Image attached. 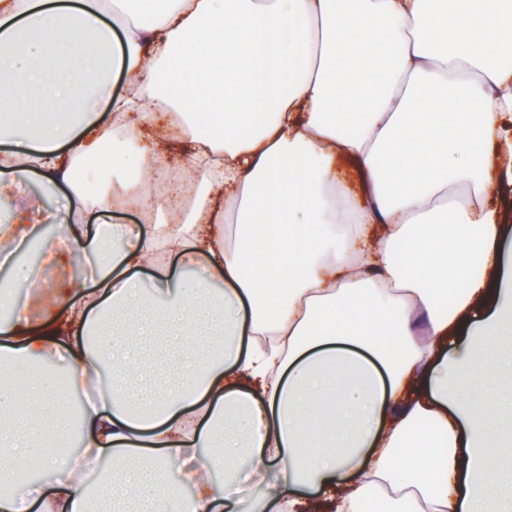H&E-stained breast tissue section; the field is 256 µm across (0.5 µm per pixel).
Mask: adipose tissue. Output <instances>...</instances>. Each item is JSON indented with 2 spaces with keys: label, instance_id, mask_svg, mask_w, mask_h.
Here are the masks:
<instances>
[{
  "label": "adipose tissue",
  "instance_id": "obj_1",
  "mask_svg": "<svg viewBox=\"0 0 512 512\" xmlns=\"http://www.w3.org/2000/svg\"><path fill=\"white\" fill-rule=\"evenodd\" d=\"M0 0V196L68 189L43 264L88 261L0 321V512H512V0ZM121 73L120 93L112 91ZM178 114L190 181L154 202ZM113 169L83 224L81 173ZM137 207L145 233L106 221ZM86 478L60 464L68 398ZM52 483H16L20 471ZM223 480H216V473ZM276 473L267 484L268 473Z\"/></svg>",
  "mask_w": 512,
  "mask_h": 512
}]
</instances>
